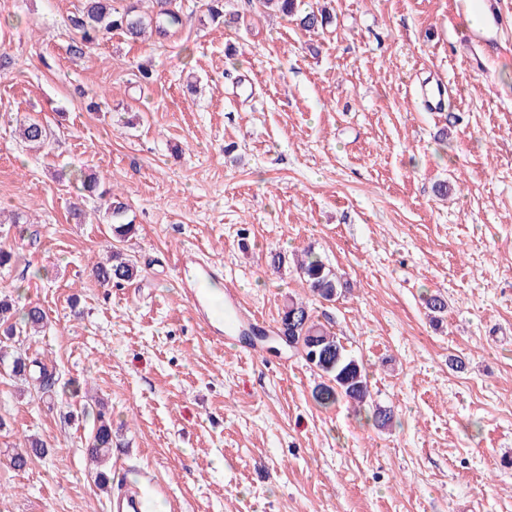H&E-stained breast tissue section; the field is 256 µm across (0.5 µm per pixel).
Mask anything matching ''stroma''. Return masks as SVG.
Instances as JSON below:
<instances>
[{"mask_svg": "<svg viewBox=\"0 0 512 512\" xmlns=\"http://www.w3.org/2000/svg\"><path fill=\"white\" fill-rule=\"evenodd\" d=\"M179 2L169 36L75 58L78 0H0V208L25 223L0 235L17 256L0 293L46 311L27 354L61 377L42 402L0 366V512H109L74 381L112 418L111 470L151 472L162 512H512V53L472 71L451 0H332L315 33L258 0H228L230 28ZM427 77L450 111L410 98ZM32 116L52 131L38 152L18 137ZM80 169L135 220L120 247L141 275L122 287L88 273L112 235L66 179ZM186 247L264 318L260 353L196 324ZM307 248L344 282L335 300L311 299ZM295 298L363 364L362 409L314 401L319 371L275 336ZM28 435L48 454L18 470Z\"/></svg>", "mask_w": 512, "mask_h": 512, "instance_id": "1", "label": "stroma"}]
</instances>
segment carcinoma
Returning a JSON list of instances; mask_svg holds the SVG:
<instances>
[{
    "label": "carcinoma",
    "mask_w": 512,
    "mask_h": 512,
    "mask_svg": "<svg viewBox=\"0 0 512 512\" xmlns=\"http://www.w3.org/2000/svg\"><path fill=\"white\" fill-rule=\"evenodd\" d=\"M80 2V8L70 17L69 54L75 58L83 57L89 48L115 31L138 41L152 33L165 36L183 24L181 7L176 0H153V11L149 14L140 13L134 4L117 7L114 0ZM327 20L326 9L318 7L302 15L298 26L304 31H311L325 25ZM19 130L22 139L29 144L43 147L49 143L50 131L37 118L25 119ZM80 183L82 192L100 201L115 241L122 242L135 233V224L127 216V204L119 199L112 187L91 175L81 179ZM297 270L309 291L323 300H332L338 289L344 287L337 275L311 252L298 261ZM91 275L100 285L110 287L135 280L140 271L135 261L114 248L109 258L92 264ZM46 325V313L41 307L30 305L16 319L11 299L0 296V344L7 341L16 343L23 336L37 335ZM281 327L288 333V346L301 349L305 360L327 378V382L319 384L313 391V398L319 405L327 407L344 398L359 406L367 400L369 388L363 368L347 354L336 336L314 322L308 302L298 299L288 303L281 315ZM33 366L27 352L19 348L12 356L9 375L25 382L34 381L37 393L43 396L54 392L58 381L55 373L42 365L38 376L34 377ZM45 448L46 443L42 439L28 438L25 446L11 458L13 467L24 468L31 457L44 455ZM86 454L89 462L98 467L96 479L99 486H106L109 477L103 466L112 457V423L102 402L99 403L97 425L87 444Z\"/></svg>",
    "instance_id": "cac0c4a2"
}]
</instances>
